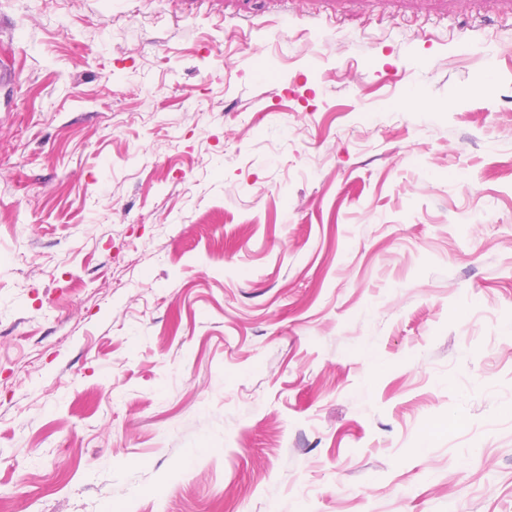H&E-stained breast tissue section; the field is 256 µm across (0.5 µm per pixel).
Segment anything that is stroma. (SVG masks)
Listing matches in <instances>:
<instances>
[{
    "label": "stroma",
    "instance_id": "35a3bbf8",
    "mask_svg": "<svg viewBox=\"0 0 512 512\" xmlns=\"http://www.w3.org/2000/svg\"><path fill=\"white\" fill-rule=\"evenodd\" d=\"M2 69L0 512H512V0H0Z\"/></svg>",
    "mask_w": 512,
    "mask_h": 512
}]
</instances>
